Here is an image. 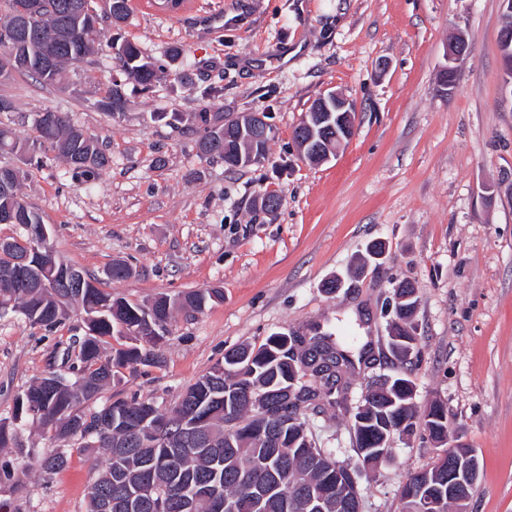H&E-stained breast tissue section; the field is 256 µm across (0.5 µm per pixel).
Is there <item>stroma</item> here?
Segmentation results:
<instances>
[{"label":"stroma","mask_w":512,"mask_h":512,"mask_svg":"<svg viewBox=\"0 0 512 512\" xmlns=\"http://www.w3.org/2000/svg\"><path fill=\"white\" fill-rule=\"evenodd\" d=\"M172 18L133 4L120 27L102 23L104 46L68 66V87L16 74L0 82L14 109L0 112L18 141L38 112L69 113L110 156L94 181L73 179L62 159L30 168L21 197L49 230L59 261L103 289L150 306L161 296L217 289L200 313L175 312L161 367L123 372L95 404L134 395L171 412L226 350L320 322L367 346L369 363L345 375L354 397L402 368L389 348L385 303L393 282L417 288L416 347L406 368L423 411L444 403L457 442L475 449L479 480L467 512H512V92L498 49L500 0H196ZM464 35L468 56L443 85L445 48ZM135 43L158 66L150 91L126 80L106 44ZM183 57L170 56L171 48ZM121 81L125 108L97 102ZM337 92L356 104L354 133L335 158L300 157L294 129L312 102ZM177 112L180 122L160 120ZM264 112L273 128L264 163L236 170L198 148V113ZM279 195L277 210L261 206ZM386 244L381 261L367 246ZM131 268L108 278L112 262ZM339 276L343 288L323 284ZM69 305L45 330L16 314L0 318V418L17 396L77 351L85 328ZM317 447L355 458L349 416H309ZM73 450L49 474L20 449ZM438 450L393 436L389 455L357 478L361 512H401L399 487ZM101 448L53 436L33 418L0 449L5 512H86L88 487L107 464Z\"/></svg>","instance_id":"stroma-1"}]
</instances>
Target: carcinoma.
<instances>
[{"instance_id": "cac0c4a2", "label": "carcinoma", "mask_w": 512, "mask_h": 512, "mask_svg": "<svg viewBox=\"0 0 512 512\" xmlns=\"http://www.w3.org/2000/svg\"><path fill=\"white\" fill-rule=\"evenodd\" d=\"M28 0H0V27L24 26L30 68L24 74L47 85H59L65 67L83 61L102 45L101 28L77 21L74 5L90 6L95 0H39V15L20 20L19 13ZM59 43L60 63L55 69L40 66V50L50 42ZM114 58L127 79L149 88L155 65L130 41L111 42ZM122 84L114 81L107 95L98 101L99 110L114 115L123 110ZM200 141L210 145L211 155L222 158L230 168L259 165L267 159L270 136L251 132L240 136L238 120L226 124L211 122L209 113L200 112ZM35 136L29 144L17 141L12 130L0 125V152H31L27 161L39 166L50 151L69 165L72 177L85 182L95 179L109 163L97 138L75 127L65 112L46 109L34 123ZM400 298L392 311L391 353L400 361L410 357L415 337L407 330L417 304L416 288L403 281L393 288ZM219 298L214 289H200L174 298L161 296L146 308L98 287V280L86 275L81 293L66 287L63 276L47 288L19 290L0 273V315L17 312L31 326L53 329L64 316V305L72 301L82 310L92 309L97 316L95 334L79 343L76 356L64 354L62 364L76 375L68 384L49 386L45 378L32 383L16 399V408L27 414L26 406L39 410L40 423L63 439H85L91 429L108 451L106 469L93 481L87 512H157L154 503L166 499V512H217L213 500H199L188 487L208 483L224 500L235 505V512H287L285 502L298 489L317 495L315 508L298 504L294 512H355L348 507L350 496L347 474L337 461L316 442L307 427V417L291 422L273 419L267 406H288L291 400L305 403L308 413L318 415L325 407L350 413L357 454L365 467L379 462L377 449L388 447L391 435L400 429H423L442 445H448V408L434 403L423 417L413 407L414 386L405 373L391 376L386 387L361 396L359 405L349 408L350 385L342 380L344 369L354 365V357L367 360L366 349L355 350L352 343L335 336L320 324L303 336V346L288 344V334L268 336L255 349L241 346L224 354V361L199 378L182 395L176 417L190 425L181 439L165 441L149 436L163 420L150 398L116 400L92 407L99 391L110 385L123 369L156 366L162 363L159 329L173 310L200 312ZM121 328L136 343L114 349L106 355L103 345ZM317 373L313 381H301L303 366ZM16 419H0V448L16 435ZM70 461L69 449L59 448L41 458L47 473L60 471ZM448 460H439L412 474L401 487L399 497L421 486L433 493L447 494ZM267 485L275 492L262 501L252 498L253 487Z\"/></svg>"}]
</instances>
